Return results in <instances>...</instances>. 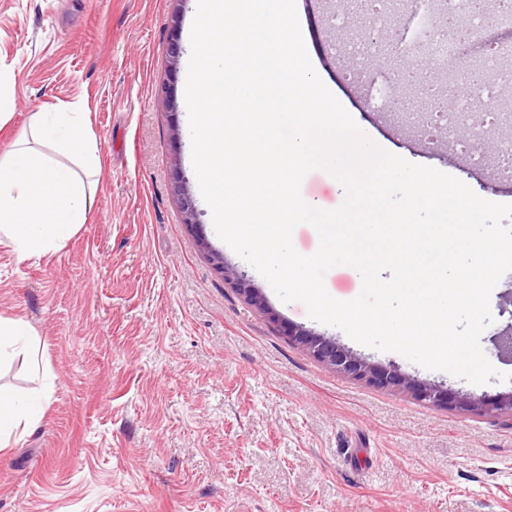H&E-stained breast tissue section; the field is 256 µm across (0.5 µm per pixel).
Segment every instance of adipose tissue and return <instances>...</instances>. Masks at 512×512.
<instances>
[{
	"mask_svg": "<svg viewBox=\"0 0 512 512\" xmlns=\"http://www.w3.org/2000/svg\"><path fill=\"white\" fill-rule=\"evenodd\" d=\"M33 132L77 158L79 166L53 162L22 145L0 154V236L23 260L41 258L86 223L94 191L84 176L100 167L84 113H37ZM39 420L38 398L0 391V444L23 439Z\"/></svg>",
	"mask_w": 512,
	"mask_h": 512,
	"instance_id": "adipose-tissue-1",
	"label": "adipose tissue"
}]
</instances>
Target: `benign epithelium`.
I'll list each match as a JSON object with an SVG mask.
<instances>
[{"label": "benign epithelium", "mask_w": 512, "mask_h": 512, "mask_svg": "<svg viewBox=\"0 0 512 512\" xmlns=\"http://www.w3.org/2000/svg\"><path fill=\"white\" fill-rule=\"evenodd\" d=\"M181 209L184 223L196 227L200 224L199 213L193 197L186 189L184 177L175 178L172 186ZM213 261L224 271V276L231 279L237 290L252 304L263 307L264 299L257 288L241 275L224 265V256L210 251ZM288 338L304 347L316 360L336 369L348 377L367 381L382 388H398L411 392L419 401L435 405H455L460 408L476 405V402L462 394H454L439 385L420 382L401 374L397 369L374 364L358 356L347 348L324 336L317 335L303 328L288 329Z\"/></svg>", "instance_id": "7a95c632"}]
</instances>
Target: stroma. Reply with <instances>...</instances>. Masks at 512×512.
<instances>
[{
  "mask_svg": "<svg viewBox=\"0 0 512 512\" xmlns=\"http://www.w3.org/2000/svg\"><path fill=\"white\" fill-rule=\"evenodd\" d=\"M196 0H0V66L14 105L0 154L30 138L33 113L88 115L101 169L86 224L39 260L0 245V317L39 339V365L0 360V389L41 392L37 426L0 451V512H512V414L459 411L344 376L287 337L336 340L368 361L476 397L512 393V355L494 338L512 324V272L490 295L482 333L506 382L474 385L311 319L216 234L192 165L185 71L177 112L162 94L173 26L189 38ZM323 78L381 149L433 167L478 196L512 204L453 146H430L377 108L324 26L326 0H297ZM183 170L203 214L183 222L171 187ZM301 194L332 210L344 189L309 172ZM264 296L258 309L199 245Z\"/></svg>",
  "mask_w": 512,
  "mask_h": 512,
  "instance_id": "stroma-1",
  "label": "stroma"
}]
</instances>
